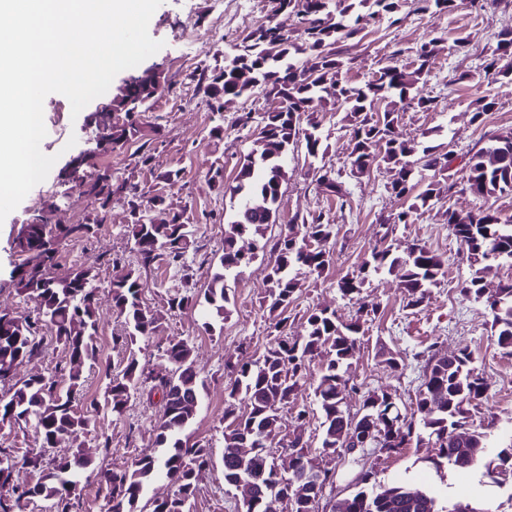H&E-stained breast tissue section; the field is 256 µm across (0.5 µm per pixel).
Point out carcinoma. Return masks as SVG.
<instances>
[{
  "label": "carcinoma",
  "instance_id": "obj_1",
  "mask_svg": "<svg viewBox=\"0 0 512 512\" xmlns=\"http://www.w3.org/2000/svg\"><path fill=\"white\" fill-rule=\"evenodd\" d=\"M270 9H286L301 20L297 33L265 21L238 38L231 51L224 54L222 65L210 73H201L197 86L207 98L211 110L224 108L242 98L260 92H276L281 111L266 112L261 125L266 137L258 148L245 154L238 163L232 182H224V167L210 170L211 187L230 195L233 214L224 230V252L218 270L204 289L203 298L185 295L167 300L169 312H182L197 305L207 307L219 318L229 314L227 278L252 261L258 252L270 251L275 259L263 289L262 306L277 332L275 343L256 360H241L231 366L234 375L224 406V483L238 492L240 512H278L276 495L297 504V512H319L316 504L304 506L311 497L314 481L308 474L322 476V483L336 481V467L314 458L305 440L310 412L302 409L294 417L292 431L282 435L278 411L288 405L299 382L308 375V363L323 358L315 389L321 418L322 457H336L342 464L360 467L354 474V491L337 499L331 512H486L471 503L453 502L448 491L433 485L417 486L409 481L381 485L373 498L370 486L377 483L364 456L351 450L384 448L396 452L407 447L416 431L425 433L440 450L433 461L436 470L447 467L458 472L483 468L479 485L494 487L501 480L492 477L498 471L512 476V434L508 439L490 443L489 433L470 424V409L479 406L486 384L472 354L463 349L450 356L431 354L425 358L423 378L416 396L419 420L392 409L389 420L382 414L389 408L386 393L369 394L360 412L374 416L372 423L356 422L342 408V394L353 378L350 359L358 345L364 324L374 319L379 304L359 301L356 314L345 321L334 309L314 308L307 312L306 330L288 338V305L301 287L298 271L322 274L331 261L334 225L323 212L294 216L280 228L274 243L264 239L265 230L277 221V202L286 179L285 161L291 149L305 143L306 153L323 161L327 154L319 133L318 114L328 108L345 113L349 122L352 149L347 166L349 175L360 179L372 166L383 163L393 172L387 190L408 201L398 213L381 219L393 230L398 224H411L421 209L434 208L444 191L457 187L453 180L466 173L462 189L478 197L512 196V132L492 133L487 142L461 154L436 146L419 147L400 139L396 127L405 106L425 112L432 99L414 94L416 86L426 82L432 59L442 50L446 38L433 33L411 48L413 60L407 65L392 62L380 68L363 84L340 78L346 62L340 44L356 37L371 25L387 20L396 22L404 0H269ZM416 11L429 16L451 13L457 0H414ZM496 45L484 57L483 70L488 75L512 76V26L495 35ZM276 43L278 50L270 45ZM152 93L141 84L129 85L112 100V110L130 115L152 108ZM495 99L483 95L472 102L471 121L481 124L494 111ZM146 136L145 128L129 120L122 126L105 127L96 135V146L110 152ZM315 188L328 196H346L344 182L325 165L314 168ZM448 180L442 189L441 180ZM82 193L92 199L90 214L77 224H48L44 221L24 224L21 262L12 273V282L20 293L37 301L41 321L50 327L56 342L63 346L66 362L60 368L61 380L33 376L21 385H11L0 395V421L32 423L41 438L40 450L17 459L15 449L0 448V512H18L24 502H48L51 512H73L81 473L94 465V456L79 448L73 458H56L47 453L55 438L70 436L78 440L90 426L98 405L82 410L76 397L83 390L85 364L101 363L97 344L100 314L94 281L97 274L77 267L65 279L53 276L58 252L49 248L51 240L65 243L89 239L97 234L112 202L111 194L127 199L128 234L142 265L157 260L178 263L190 243L183 230L185 210L178 209L164 196L148 197L127 178L112 176L76 179ZM167 212L163 223L141 220L136 213L146 208ZM448 231L466 253L471 274L460 284L463 296L482 299L481 289L489 274L500 266L512 268V215L480 207L463 215L452 207L442 212ZM246 236L257 243V251L244 258L239 242ZM387 272L400 280L411 310L422 308L431 288L447 274V261L419 244H412L397 254L395 244L374 246L357 266L337 281L341 296L354 298L370 285L373 277ZM112 311L121 319L123 333L116 337L128 350L125 365L118 372L102 366L106 380L104 406L122 415L132 396L149 384L148 400H156L161 417L153 431V450L138 457L131 466L113 469L103 475L107 512H144V498L153 481L161 476L174 486L172 494L154 498L150 512H192V502L199 492V475L214 466L210 446L191 443L182 434L196 418L200 405L198 373L192 348L184 341L168 344L165 350L170 368L148 371L135 356L138 339L150 336L159 327L160 317L143 303L146 283L135 269L123 268L110 280ZM497 344L512 355V277L502 281L497 300L488 306ZM38 323L19 321L0 315V385L11 381L12 367L41 353L37 338ZM270 440L275 447L291 450L297 460V477L274 471L273 448L263 454L243 456L246 442ZM25 469L39 473L37 480L20 476Z\"/></svg>",
  "mask_w": 512,
  "mask_h": 512
}]
</instances>
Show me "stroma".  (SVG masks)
Segmentation results:
<instances>
[{"mask_svg":"<svg viewBox=\"0 0 512 512\" xmlns=\"http://www.w3.org/2000/svg\"><path fill=\"white\" fill-rule=\"evenodd\" d=\"M267 10V0H224L220 6L215 0H163L149 22V34L163 41L162 49L142 65L117 74L107 93L92 100L79 115H72L65 96L53 93L45 98L47 135L41 149L56 156L57 161L48 177L0 223V309L21 319H35V300L18 294L11 282L12 270L19 261L12 249L16 229L29 223L50 202L59 206L51 217L55 224L76 223L91 212L89 200L66 177L73 158L91 146L86 124L102 106L111 102L128 78L152 67L164 71L169 90L154 100L151 111L140 116L144 126L150 129L147 143L141 147L129 143L100 155L98 166L129 177L147 195H164L184 207L194 230L184 265L159 261L141 267L134 242L126 230V200L116 195L95 237L69 243L58 258L55 272L62 276L81 266L97 273L100 357L118 370L124 365L127 353L124 346L115 342L122 326L112 313L108 287L112 262L118 259L139 270L147 284L143 301L150 310L161 313L162 320L152 336L138 340L136 357L147 367L162 368L167 364L164 349L169 342L184 340L191 345L201 382L202 404L187 437L190 442L210 445L217 456L224 448V402L231 380L226 365L236 362L245 351L250 356H260L274 341L268 314L261 305V291L266 285L271 258L258 257L230 278L229 314L224 321L216 323L213 331L201 328L194 311L168 314L167 300L175 295L201 294L216 271L230 201L210 187L208 173L220 165L224 168L225 181H232L240 157L253 148L255 140L254 126L236 125L237 114L249 112L259 117L281 106L279 98L260 94L218 114L210 111L197 88L199 74L212 70L240 35L265 21ZM504 26H512V0H500L494 8L477 14L462 8L434 17L416 12L412 0H407L396 24L379 22L344 43L343 56L349 65L342 77L351 83L371 79L388 62L392 50L415 46L433 30L447 35L460 32L469 35L466 52L444 49L435 57L426 83L417 90L418 95L432 99L431 109L422 112L406 107L397 132L401 139L422 146L440 144L459 150L482 143L491 133L512 130V80L488 77L482 71L483 57L495 43L493 34ZM466 70L474 74L475 83L456 81V74ZM481 94L494 97L498 108L490 114L486 125L480 127L471 123L470 116L471 103ZM319 120L323 141L328 146L326 161L336 172L345 174L352 149L348 124L342 113L331 110L320 113ZM218 124L225 129L220 140L209 135L210 129ZM139 148L152 155L151 165L131 166V155ZM169 169L181 172L180 182L173 187L161 179L162 172ZM391 178V172L376 165L369 175L347 179L346 197H326L315 190L305 148H296L291 155L288 176L281 187L278 223L266 230V238L275 239L280 225L295 215L314 211L326 214L337 235L331 247L329 269L322 276L303 279L288 308L289 335L304 334L305 314L315 306L336 308L346 319L355 313L356 302L342 298L336 282L356 269L379 241L380 216L401 209V199L386 189ZM393 237L400 248L419 243L447 258L448 272L433 288L423 309L416 311L406 309L395 275L380 274L374 277L370 288L362 291L361 299L379 303L380 309L377 318L366 324L361 344L351 359V372L360 389L345 393L344 408L357 411L365 396L385 391L395 395L402 412L412 413L416 408L420 373L416 353L430 350L448 355L464 348L472 353L488 386L483 401L472 413L475 425L489 427L495 435L511 429L512 356L503 355L498 347L491 316L484 305L464 298L460 292L461 282L470 273L465 254L449 234L441 215L433 211L417 216L414 223L397 226ZM38 335L43 340V350L15 368L16 382L37 374L56 373L65 361L63 349L48 326H40ZM390 357L397 361V369L386 366L385 361ZM157 418V406L136 397L128 402L123 415L103 411L95 416L90 432L83 436V445L97 452L95 467L80 478L77 512H101L104 502L100 472L130 466L151 450ZM104 441L109 449L102 452L98 445ZM436 454L430 444L413 442L398 454L369 455L368 463L378 479L385 481L415 459ZM193 512H239L236 491L225 484L221 467L207 470L201 476Z\"/></svg>","mask_w":512,"mask_h":512,"instance_id":"stroma-1","label":"stroma"}]
</instances>
